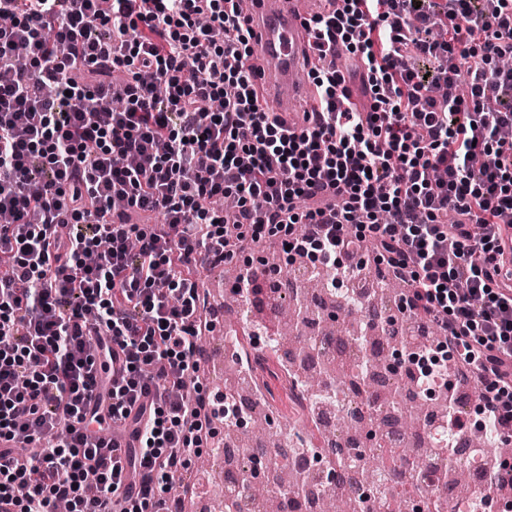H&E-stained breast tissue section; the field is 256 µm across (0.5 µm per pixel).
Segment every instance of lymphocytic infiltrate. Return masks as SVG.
Here are the masks:
<instances>
[{
    "mask_svg": "<svg viewBox=\"0 0 512 512\" xmlns=\"http://www.w3.org/2000/svg\"><path fill=\"white\" fill-rule=\"evenodd\" d=\"M320 109L255 96L238 0H0V502L181 512L218 447L195 273L276 241L336 279L376 246L437 326L419 381L512 431V0H333ZM108 30L99 37L97 28ZM344 52L371 106L342 108ZM230 196V211L213 207ZM158 216L155 224L138 216ZM110 416L123 448L82 433Z\"/></svg>",
    "mask_w": 512,
    "mask_h": 512,
    "instance_id": "1",
    "label": "lymphocytic infiltrate"
}]
</instances>
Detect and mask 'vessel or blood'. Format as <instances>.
<instances>
[{"label":"vessel or blood","instance_id":"1","mask_svg":"<svg viewBox=\"0 0 512 512\" xmlns=\"http://www.w3.org/2000/svg\"><path fill=\"white\" fill-rule=\"evenodd\" d=\"M305 0H253L246 14L257 55L267 62L254 82L261 98L278 102L289 129H299L304 109L315 108L308 63L313 55Z\"/></svg>","mask_w":512,"mask_h":512}]
</instances>
